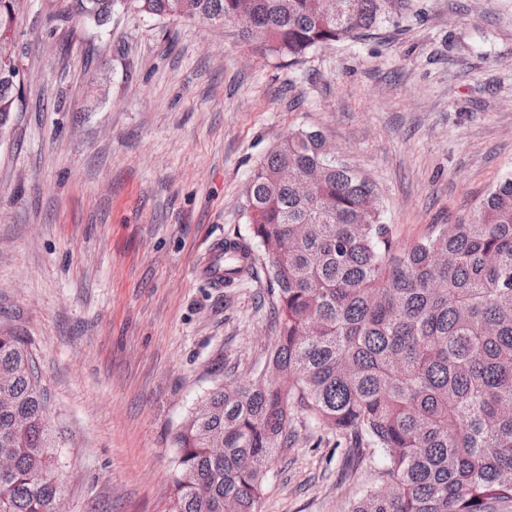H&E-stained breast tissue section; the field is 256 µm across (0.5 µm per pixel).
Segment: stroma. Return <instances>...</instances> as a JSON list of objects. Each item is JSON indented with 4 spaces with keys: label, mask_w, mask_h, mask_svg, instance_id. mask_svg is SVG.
I'll list each match as a JSON object with an SVG mask.
<instances>
[{
    "label": "stroma",
    "mask_w": 512,
    "mask_h": 512,
    "mask_svg": "<svg viewBox=\"0 0 512 512\" xmlns=\"http://www.w3.org/2000/svg\"><path fill=\"white\" fill-rule=\"evenodd\" d=\"M20 0V109L0 136V329L26 336L48 397L65 512H167L172 438L275 340L265 269L213 288L194 266L248 236L244 190L291 130L368 177L406 247L470 220L512 173V0H393L391 21L298 64L232 26ZM262 512H351L378 484L306 413Z\"/></svg>",
    "instance_id": "35a3bbf8"
}]
</instances>
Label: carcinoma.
<instances>
[{
  "label": "carcinoma",
  "mask_w": 512,
  "mask_h": 512,
  "mask_svg": "<svg viewBox=\"0 0 512 512\" xmlns=\"http://www.w3.org/2000/svg\"><path fill=\"white\" fill-rule=\"evenodd\" d=\"M18 0H0V134L19 109L9 45ZM107 23L117 4L159 19L223 25L294 64L365 35L391 0H72ZM319 130L288 133L249 179V238L224 240V286L263 267L277 336L263 371L208 392L181 423L169 512H261L269 468L288 447L292 407L347 448L378 453L380 482L352 512H497L512 502V174L467 223L405 248L381 198L324 150ZM319 172L305 194L294 180ZM46 401L28 340L0 329V512H55Z\"/></svg>",
  "instance_id": "cac0c4a2"
}]
</instances>
